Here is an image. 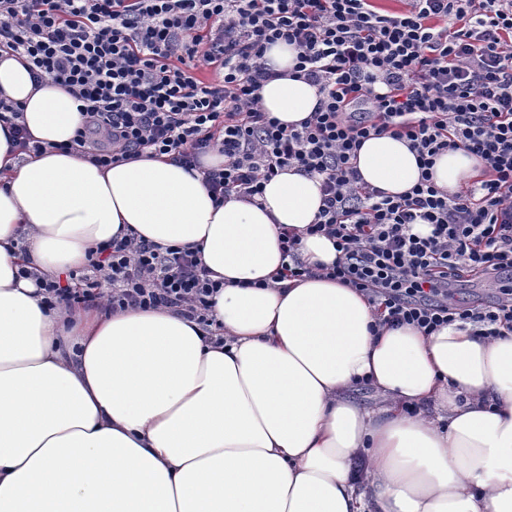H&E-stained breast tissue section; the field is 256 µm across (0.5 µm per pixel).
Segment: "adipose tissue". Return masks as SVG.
Instances as JSON below:
<instances>
[{"mask_svg":"<svg viewBox=\"0 0 512 512\" xmlns=\"http://www.w3.org/2000/svg\"><path fill=\"white\" fill-rule=\"evenodd\" d=\"M264 60L282 76L262 87L263 109L306 120L319 95L288 77L293 46ZM0 100L41 146H12L0 119V512H512V332L379 323L365 295L322 273L338 253L306 232L319 179L288 168L258 203H218L166 155L100 167L71 147L78 101L1 51ZM354 163L394 196L421 178L408 141L388 134ZM480 172L462 149L432 168L451 195ZM284 228L301 231L310 275L284 278ZM129 234L200 249L223 283V341L169 309L41 304L38 278ZM365 382L375 407L353 397Z\"/></svg>","mask_w":512,"mask_h":512,"instance_id":"adipose-tissue-1","label":"adipose tissue"}]
</instances>
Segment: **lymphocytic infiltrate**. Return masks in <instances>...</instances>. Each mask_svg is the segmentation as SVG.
Here are the masks:
<instances>
[{
  "label": "lymphocytic infiltrate",
  "mask_w": 512,
  "mask_h": 512,
  "mask_svg": "<svg viewBox=\"0 0 512 512\" xmlns=\"http://www.w3.org/2000/svg\"><path fill=\"white\" fill-rule=\"evenodd\" d=\"M0 0V49L28 56L34 80L67 87L85 116L75 143L102 167L171 155L204 170L217 199L251 202L287 167L320 179L309 233L341 253L326 277L365 292L384 322L423 334L456 321L495 337L512 325V0ZM297 51L293 78L319 102L294 128L264 112L276 42ZM407 139L421 180L390 196L352 160L373 135ZM465 149L483 169L448 195L434 159ZM425 224L428 235L413 231ZM88 272L42 283L48 308L166 307L213 323L211 279L197 250L131 236L97 248ZM467 276L494 280L485 307L448 301Z\"/></svg>",
  "instance_id": "1"
}]
</instances>
